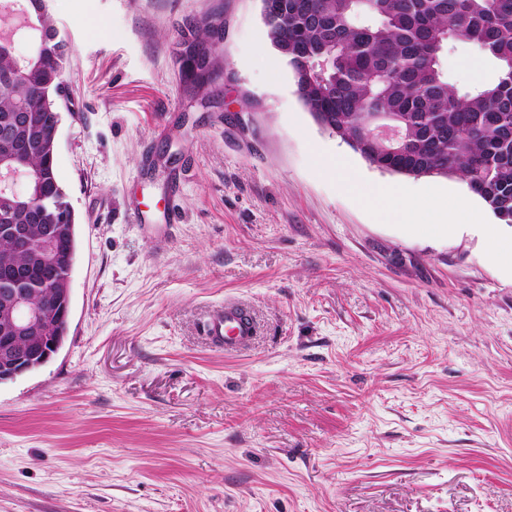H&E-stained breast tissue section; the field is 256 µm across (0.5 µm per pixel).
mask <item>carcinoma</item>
Segmentation results:
<instances>
[{
    "label": "carcinoma",
    "instance_id": "obj_1",
    "mask_svg": "<svg viewBox=\"0 0 512 512\" xmlns=\"http://www.w3.org/2000/svg\"><path fill=\"white\" fill-rule=\"evenodd\" d=\"M261 8L267 37L291 71L298 97L325 129L382 171L404 176L457 177L504 224H512V0H278ZM452 41L473 45L495 67V79L456 86L443 67ZM66 56L44 52L24 63L0 44V129L24 104L32 116L22 135V161L36 174L40 222L29 221L21 198L13 220L40 240L52 215L67 203L56 176V154L42 120L58 95ZM403 128V142L387 151L366 133L378 115ZM24 268L18 284L42 301L43 281L66 275L35 251L0 243V265Z\"/></svg>",
    "mask_w": 512,
    "mask_h": 512
}]
</instances>
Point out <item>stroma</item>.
Returning <instances> with one entry per match:
<instances>
[{"label":"stroma","mask_w":512,"mask_h":512,"mask_svg":"<svg viewBox=\"0 0 512 512\" xmlns=\"http://www.w3.org/2000/svg\"><path fill=\"white\" fill-rule=\"evenodd\" d=\"M48 5L77 255L62 347L0 383V512H512V224L322 128L260 0ZM443 65L494 77L468 44ZM336 154L469 210L380 213L324 174ZM227 302L259 327L236 354L205 335Z\"/></svg>","instance_id":"stroma-1"}]
</instances>
